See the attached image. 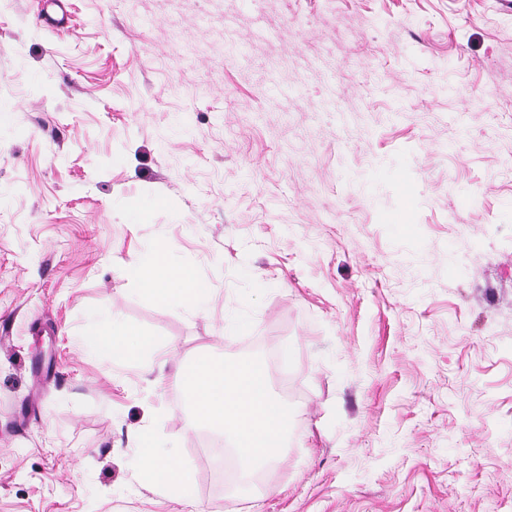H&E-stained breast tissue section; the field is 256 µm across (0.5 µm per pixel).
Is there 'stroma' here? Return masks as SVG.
Returning <instances> with one entry per match:
<instances>
[{
	"label": "stroma",
	"instance_id": "obj_1",
	"mask_svg": "<svg viewBox=\"0 0 512 512\" xmlns=\"http://www.w3.org/2000/svg\"><path fill=\"white\" fill-rule=\"evenodd\" d=\"M41 3L0 0V512H188L146 438L197 512H512V0ZM263 336L286 477L223 503L171 393ZM45 13L39 14L40 24L49 28L62 26L68 20L63 0H46ZM140 278L143 291L160 302H177L195 309L208 305L207 296L197 287L187 269L158 261L151 270L142 272ZM94 319L101 326L96 343L107 351L113 360L128 361L139 350L151 346L149 339L142 337L138 330L114 315L112 320L103 314L94 315ZM144 449L142 464L144 471L153 480L168 488L171 494L183 503L193 505L194 478L191 472L184 469L172 456L156 455L153 446Z\"/></svg>",
	"mask_w": 512,
	"mask_h": 512
}]
</instances>
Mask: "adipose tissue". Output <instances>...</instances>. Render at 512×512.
Here are the masks:
<instances>
[{
    "instance_id": "adipose-tissue-1",
    "label": "adipose tissue",
    "mask_w": 512,
    "mask_h": 512,
    "mask_svg": "<svg viewBox=\"0 0 512 512\" xmlns=\"http://www.w3.org/2000/svg\"><path fill=\"white\" fill-rule=\"evenodd\" d=\"M147 294L161 302H177L202 309L207 296L197 287L190 271L157 262L140 275ZM101 331L96 343L116 361H127L149 347L150 341L119 318L97 315ZM258 364L254 361L215 362L206 358L195 364L196 379L189 382L186 400L197 425L229 436L238 466L253 471L270 465L278 455L288 424L283 404L270 390L268 379L251 384ZM142 464L153 480L168 488L183 503H191L194 478L171 456L145 449Z\"/></svg>"
}]
</instances>
